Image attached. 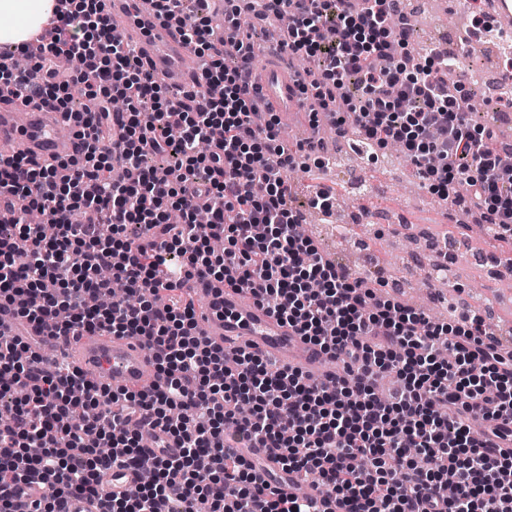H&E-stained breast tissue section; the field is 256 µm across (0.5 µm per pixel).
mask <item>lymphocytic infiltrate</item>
<instances>
[{
	"label": "lymphocytic infiltrate",
	"instance_id": "obj_1",
	"mask_svg": "<svg viewBox=\"0 0 512 512\" xmlns=\"http://www.w3.org/2000/svg\"><path fill=\"white\" fill-rule=\"evenodd\" d=\"M64 2L38 49L0 51V86L75 120L81 140L78 155L55 162L0 155V306L49 336L143 339L156 382L115 392L64 363L42 366L30 343L0 333V371L12 380L0 393L13 408L0 417V512H14L15 489L31 481L54 489L37 512H59L71 495L102 498V512H512V351L482 315L433 320L296 234L288 172L314 152L285 146L277 115L247 96L251 36L214 41L203 8L159 0L196 58L192 89L174 93L115 33L104 0ZM244 11L263 26L292 16L281 40L309 62L297 79L311 114L356 125L367 150L397 145L431 193L462 199L512 242L498 139L469 121L447 53L408 65L402 0H224L225 25ZM153 153L174 156L167 177L147 167ZM31 207L53 238L25 222ZM172 210L182 223L169 222ZM196 276L251 294L339 370L313 382L244 351L227 364L197 334L198 305L181 291ZM115 279L123 299L86 306ZM143 418L177 455L141 447L133 425ZM246 441L322 498L259 485L233 450ZM359 458L368 469H355ZM115 467L153 480L103 497Z\"/></svg>",
	"mask_w": 512,
	"mask_h": 512
}]
</instances>
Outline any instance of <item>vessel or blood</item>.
I'll return each mask as SVG.
<instances>
[{
    "label": "vessel or blood",
    "instance_id": "1",
    "mask_svg": "<svg viewBox=\"0 0 512 512\" xmlns=\"http://www.w3.org/2000/svg\"><path fill=\"white\" fill-rule=\"evenodd\" d=\"M105 13L125 41L136 46L149 70L172 88L187 84L186 64L192 55L189 44L169 27L155 10V0H105ZM260 52L271 63L249 86L251 97L263 109L302 116L307 105L302 100L296 76L281 61L275 43H264ZM10 142L15 152L41 160L75 155L79 140L73 127L65 124L50 109L18 111L13 90L0 93V142ZM204 299L197 315L198 332L216 347L235 351L248 349L271 358L278 366L298 369L309 375L324 373L327 359L321 350L305 341L288 325L276 320L254 299L231 290L223 283L204 278L191 283ZM0 331L11 336L35 335V328L13 309L0 308ZM64 350L81 347L78 362L86 375L112 389L141 390L150 387L154 368L141 339L126 336L85 335L62 340ZM141 436L151 440L157 454L173 455L175 441L149 425L138 428ZM259 480L268 481L280 493L292 495L305 485L298 473L288 472L281 461L267 449L256 446L244 449ZM44 497L40 484L22 487L14 500L16 512H35Z\"/></svg>",
    "mask_w": 512,
    "mask_h": 512
}]
</instances>
